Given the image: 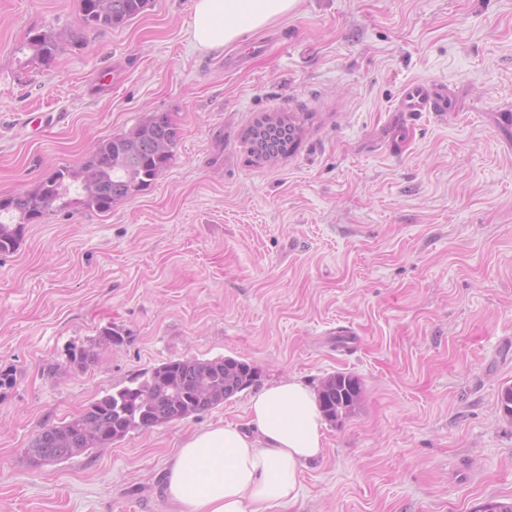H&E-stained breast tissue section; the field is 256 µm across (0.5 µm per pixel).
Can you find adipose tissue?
Masks as SVG:
<instances>
[{
	"instance_id": "1",
	"label": "adipose tissue",
	"mask_w": 512,
	"mask_h": 512,
	"mask_svg": "<svg viewBox=\"0 0 512 512\" xmlns=\"http://www.w3.org/2000/svg\"><path fill=\"white\" fill-rule=\"evenodd\" d=\"M299 0H194L190 33L202 51L288 16ZM315 391L291 377L264 386L248 402V422L195 432L172 458L164 491L183 512H270L299 496L298 476L326 448Z\"/></svg>"
}]
</instances>
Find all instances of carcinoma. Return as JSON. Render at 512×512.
I'll return each instance as SVG.
<instances>
[{
    "label": "carcinoma",
    "mask_w": 512,
    "mask_h": 512,
    "mask_svg": "<svg viewBox=\"0 0 512 512\" xmlns=\"http://www.w3.org/2000/svg\"><path fill=\"white\" fill-rule=\"evenodd\" d=\"M81 28L101 32L119 27L142 13L148 0H78ZM65 33L38 28L19 48L23 64L51 66L67 42ZM296 125L281 112H269L247 131L252 156L262 162L288 155L294 135L282 130ZM180 139L177 124L167 112H149L130 130L99 142L77 167L56 169L34 190L8 197L0 205V252L15 250L24 227L42 219L54 207L77 205L101 213L150 186L175 159ZM94 361L86 349L72 348L70 365L84 368ZM250 366L234 357H190L163 363L84 408L83 418L44 427L31 440L56 460H69L91 449L105 448L128 433L168 424L209 411L251 387ZM361 394L359 379L336 373L319 390L325 417L334 422L350 413Z\"/></svg>",
    "instance_id": "1"
}]
</instances>
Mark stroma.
Wrapping results in <instances>:
<instances>
[{
    "label": "stroma",
    "instance_id": "35a3bbf8",
    "mask_svg": "<svg viewBox=\"0 0 512 512\" xmlns=\"http://www.w3.org/2000/svg\"><path fill=\"white\" fill-rule=\"evenodd\" d=\"M191 13L150 0L25 67L32 29L81 33L78 0H0V197L146 113L180 129L145 190L51 211L0 253V512H179L167 461L200 428L245 423L249 391L43 467L25 450L145 371L224 356L262 385L360 380L289 512L511 501L512 0H300L210 52ZM416 82L447 89V111H400ZM267 112L300 140L257 164L244 134ZM112 324L131 341L103 345ZM73 346L95 363L70 366Z\"/></svg>",
    "mask_w": 512,
    "mask_h": 512
}]
</instances>
